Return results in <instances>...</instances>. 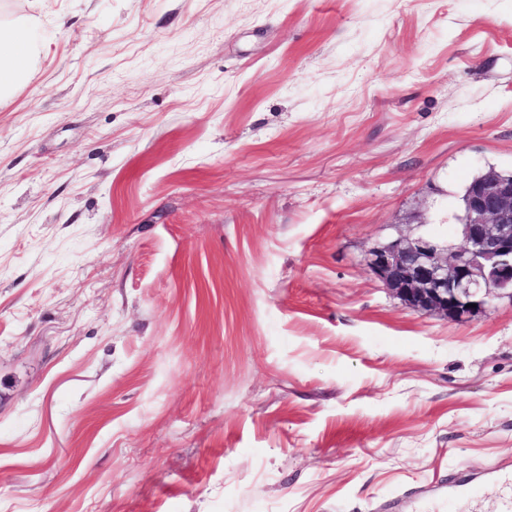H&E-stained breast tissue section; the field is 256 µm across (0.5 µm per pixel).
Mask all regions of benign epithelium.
Listing matches in <instances>:
<instances>
[{
  "instance_id": "obj_1",
  "label": "benign epithelium",
  "mask_w": 512,
  "mask_h": 512,
  "mask_svg": "<svg viewBox=\"0 0 512 512\" xmlns=\"http://www.w3.org/2000/svg\"><path fill=\"white\" fill-rule=\"evenodd\" d=\"M461 234L464 245L450 251L434 235L399 232L367 264L414 311L462 321L512 298V176L490 171L471 184Z\"/></svg>"
}]
</instances>
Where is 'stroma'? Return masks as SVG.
Segmentation results:
<instances>
[{
	"label": "stroma",
	"mask_w": 512,
	"mask_h": 512,
	"mask_svg": "<svg viewBox=\"0 0 512 512\" xmlns=\"http://www.w3.org/2000/svg\"><path fill=\"white\" fill-rule=\"evenodd\" d=\"M0 512H493L512 299L365 263L512 171V0H0ZM480 479L466 499L422 491ZM36 17L1 21L0 18V97L27 76L38 55L34 32Z\"/></svg>",
	"instance_id": "stroma-1"
}]
</instances>
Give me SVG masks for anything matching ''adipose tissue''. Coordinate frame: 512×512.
I'll return each mask as SVG.
<instances>
[{
    "mask_svg": "<svg viewBox=\"0 0 512 512\" xmlns=\"http://www.w3.org/2000/svg\"><path fill=\"white\" fill-rule=\"evenodd\" d=\"M37 18L0 20V96L27 76L38 55Z\"/></svg>",
    "mask_w": 512,
    "mask_h": 512,
    "instance_id": "adipose-tissue-1",
    "label": "adipose tissue"
}]
</instances>
